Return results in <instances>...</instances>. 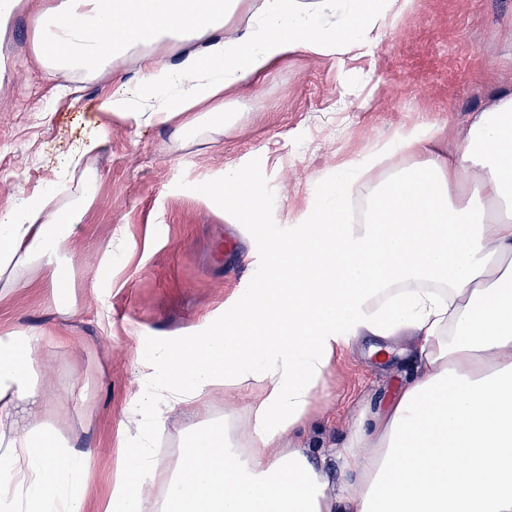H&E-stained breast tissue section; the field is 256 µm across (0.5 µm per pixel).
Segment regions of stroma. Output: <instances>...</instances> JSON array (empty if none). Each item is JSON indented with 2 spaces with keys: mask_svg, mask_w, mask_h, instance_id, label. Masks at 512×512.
Instances as JSON below:
<instances>
[{
  "mask_svg": "<svg viewBox=\"0 0 512 512\" xmlns=\"http://www.w3.org/2000/svg\"><path fill=\"white\" fill-rule=\"evenodd\" d=\"M41 3L23 0L0 46V145L10 148L0 154V203L44 190L91 129L105 127L106 142L86 161L100 189L70 245L76 314L55 310L44 266L0 301V335L67 337L43 347L57 389L47 417L75 449H99L86 501L98 512L112 492L122 412L138 391V345L221 324L225 303L266 272L264 246L248 225L227 222L228 205L198 195L200 181L242 167L268 192L266 222L279 232L288 211L333 182L337 163L402 127L447 119L456 146L470 116L512 87V0H416L370 55L336 63L294 54L233 98L223 129L198 136L170 123L130 127L95 108L111 84L43 70L31 48ZM417 367L395 351L343 354L290 446L308 449L337 479L332 449L363 407L386 403Z\"/></svg>",
  "mask_w": 512,
  "mask_h": 512,
  "instance_id": "stroma-1",
  "label": "stroma"
}]
</instances>
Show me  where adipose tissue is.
<instances>
[{
  "mask_svg": "<svg viewBox=\"0 0 512 512\" xmlns=\"http://www.w3.org/2000/svg\"><path fill=\"white\" fill-rule=\"evenodd\" d=\"M48 0L35 22L43 68L79 79L133 58L139 78L97 109L145 128L201 133L224 104L302 51L321 61L369 55L413 0ZM197 40L177 63L164 44ZM89 135L51 190L0 208V300L63 254L99 192ZM448 121L400 130L336 169V179L267 244L262 291L227 304L220 326L140 350L137 395L103 512H512V91L473 115L455 150ZM395 157L409 166L388 168ZM246 197L235 224L261 219L267 194L235 167L207 178ZM50 331L0 336V512H85L96 452L48 425L41 371ZM399 345L416 377L364 408L336 451L339 479L283 438L310 418L343 350ZM224 396V416L210 409ZM199 417L175 470L157 452L170 413Z\"/></svg>",
  "mask_w": 512,
  "mask_h": 512,
  "instance_id": "obj_1",
  "label": "adipose tissue"
}]
</instances>
